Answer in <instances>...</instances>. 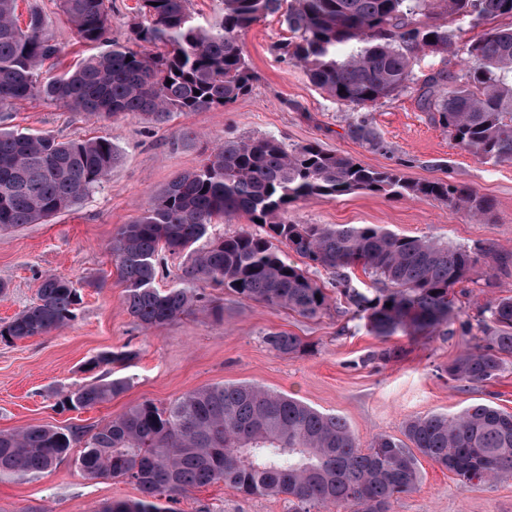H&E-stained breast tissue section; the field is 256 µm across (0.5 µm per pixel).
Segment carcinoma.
<instances>
[{
    "mask_svg": "<svg viewBox=\"0 0 512 512\" xmlns=\"http://www.w3.org/2000/svg\"><path fill=\"white\" fill-rule=\"evenodd\" d=\"M284 0H221L200 22L189 0H140L130 23L134 46L109 42L105 0H60L80 39L99 47L75 67L45 77L42 65L58 48L44 33L41 9L31 6L20 25L17 0H0V111L44 96L96 118L135 116L153 124L180 112L225 108L246 95L253 73L240 37ZM425 0H290L285 22L295 40L283 54L332 100L370 106L417 89L421 107L461 148L484 162H512V0H440L448 15L487 26L467 44L460 76L440 71L418 85L422 53L451 51L457 35L445 22L412 21ZM172 83H166V80ZM354 138L381 141L364 121ZM120 154L112 140L60 141L50 135L0 129V231L39 224L72 208L102 186ZM359 169H354V166ZM355 191L434 200L470 214L488 215L490 201L445 179L405 180L394 169L358 165L317 144L285 147L273 136L228 139L206 162L175 176L111 243L129 315L146 329L186 314L205 295L199 284L242 299L315 318L329 296L308 270L280 246L332 270L337 293L379 337L431 335L460 317L454 288L478 266L507 269L512 254L454 247L395 234L374 224H297L288 205L335 199ZM236 213L262 231L212 236L215 220ZM193 249L178 283L156 286L165 256ZM362 266L382 287L366 294L348 269ZM391 306H386V303ZM79 289L46 275L37 302L0 326V340L41 337L74 317ZM481 336L448 363L459 383H491L512 362V294L487 302ZM282 355L304 352L287 332L266 336ZM131 351L104 352L96 367L125 364ZM127 377L69 390L63 409H87L125 392ZM404 439L375 437L363 448L344 419L249 383L208 385L160 408L150 401L90 431L31 426L0 431V480L51 470L76 447L79 468L93 479H124L141 498L115 500L100 512H173L169 504L190 490L224 483L244 496L285 495L289 512L323 506L336 512H390L416 489L422 455L463 486L512 476V412L474 404L452 415L407 420Z\"/></svg>",
    "mask_w": 512,
    "mask_h": 512,
    "instance_id": "carcinoma-1",
    "label": "carcinoma"
}]
</instances>
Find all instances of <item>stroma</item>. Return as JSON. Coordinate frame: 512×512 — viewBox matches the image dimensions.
I'll return each mask as SVG.
<instances>
[{"instance_id": "obj_1", "label": "stroma", "mask_w": 512, "mask_h": 512, "mask_svg": "<svg viewBox=\"0 0 512 512\" xmlns=\"http://www.w3.org/2000/svg\"><path fill=\"white\" fill-rule=\"evenodd\" d=\"M32 5L42 10L45 32L59 48L46 69L62 73L91 53L58 0H18L19 17H26ZM448 23L458 35L455 51L424 56L415 69L417 79L463 68L464 45L479 31L462 17ZM290 37L282 13L267 15L241 38L255 76L250 91L226 108L180 113L165 124L131 116L98 120L43 96L0 112V128L61 140L107 137L121 154L109 180L72 211L0 233V282L9 285L8 294L0 296V325L36 302L44 275L72 281L82 295L64 328L31 340L0 341V431L35 425L93 429L143 401L165 407L189 391L240 382L342 417L364 445L379 434L401 437L413 417L452 414L476 403L512 412V366L491 383L449 381L446 367L471 344V336L444 331L431 337L374 336L336 298L333 276L321 267L309 273L331 300L312 319L211 287L204 290L206 302L158 329H144L128 314L109 249L118 227L134 222L171 179L198 168L228 138L269 135L289 148L316 143L362 165L397 170L411 182L452 181L493 203L488 220L479 221L433 200L356 192L291 204L288 218L296 223L376 224L403 236L512 253V162L485 163L456 145L421 108L416 93L404 92L368 108L331 101L303 68L281 59L277 46ZM361 120L376 130L380 147L351 137V125ZM488 279L481 266L456 287L463 316H475L491 298L512 290V273L497 272L492 287ZM218 305L223 315L215 314ZM276 331L301 337L308 351L292 357L273 351L264 338ZM124 348L137 353L128 366L88 370L90 358ZM385 348L398 349V357L375 359V352ZM106 374L130 377L131 385L95 407L59 409L63 393ZM419 469L416 490L394 501L391 512H512V477L465 487L428 458H420ZM140 496L132 483L85 476L69 458L26 480H1L0 512H100L107 503ZM177 508L288 512V501L283 495L246 497L216 483L180 497Z\"/></svg>"}]
</instances>
